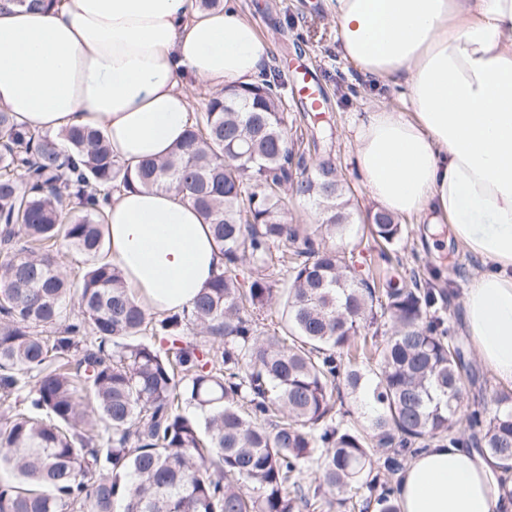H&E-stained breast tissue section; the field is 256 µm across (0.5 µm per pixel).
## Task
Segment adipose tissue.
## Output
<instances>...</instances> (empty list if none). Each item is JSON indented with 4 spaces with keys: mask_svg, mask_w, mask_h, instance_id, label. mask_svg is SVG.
<instances>
[{
    "mask_svg": "<svg viewBox=\"0 0 512 512\" xmlns=\"http://www.w3.org/2000/svg\"><path fill=\"white\" fill-rule=\"evenodd\" d=\"M341 53L365 79L401 84L353 128L355 164L382 210L412 217L487 265L463 297L481 364L512 386V0H329ZM270 54L224 0H0V106L55 134L100 129L128 166L168 156L190 122L182 78L221 90L253 82ZM110 263L150 312L190 309L224 270L201 214L174 191L111 198ZM491 465L438 442L402 476L400 512H512Z\"/></svg>",
    "mask_w": 512,
    "mask_h": 512,
    "instance_id": "ef3b65f1",
    "label": "adipose tissue"
}]
</instances>
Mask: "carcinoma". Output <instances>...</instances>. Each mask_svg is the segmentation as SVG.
I'll return each mask as SVG.
<instances>
[{"mask_svg":"<svg viewBox=\"0 0 512 512\" xmlns=\"http://www.w3.org/2000/svg\"><path fill=\"white\" fill-rule=\"evenodd\" d=\"M281 85L275 73L210 97L171 156L133 173L98 130L49 135L0 107V401L16 407L0 415V472L14 477L0 512H322L328 489L347 512H398L408 460L444 440L493 459L512 502V396L462 409L487 380L437 315L445 289H380L285 220L288 193L329 238L353 212L330 160L304 166ZM136 187L183 194L224 252L188 311L145 312L105 262L102 205ZM367 220L386 244L403 232L388 213ZM60 238L89 262L76 288ZM380 317L391 333L362 335ZM364 393L361 423L344 396Z\"/></svg>","mask_w":512,"mask_h":512,"instance_id":"1","label":"carcinoma"}]
</instances>
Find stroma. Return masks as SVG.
Returning <instances> with one entry per match:
<instances>
[{
  "mask_svg": "<svg viewBox=\"0 0 512 512\" xmlns=\"http://www.w3.org/2000/svg\"><path fill=\"white\" fill-rule=\"evenodd\" d=\"M239 5L271 44L270 58L264 67L278 70L284 78L282 99L288 111L300 119L299 127L306 138V165L314 166L319 157H329L352 192L356 222L343 237L333 239V246L353 253L359 270L378 268L397 281L414 277L448 288L449 297L441 314L450 325L461 327L462 297L473 276L483 271L481 260L454 247L434 252L425 241L421 226L406 218L402 221L404 233L385 263L379 257L377 243L363 225L366 215L377 211L378 205L354 166L356 144L351 127L376 99L400 106L399 88L364 81L341 57L336 24L327 0H239ZM301 69L309 70L324 90L322 121L333 130L331 141L324 147L313 146L312 125L304 116L306 105L294 91V75Z\"/></svg>",
  "mask_w": 512,
  "mask_h": 512,
  "instance_id": "1",
  "label": "stroma"
}]
</instances>
